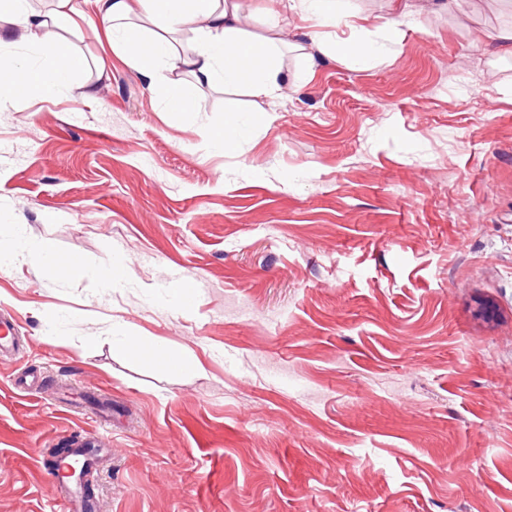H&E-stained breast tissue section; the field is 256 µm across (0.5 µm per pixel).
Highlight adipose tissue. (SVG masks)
<instances>
[{"mask_svg": "<svg viewBox=\"0 0 512 512\" xmlns=\"http://www.w3.org/2000/svg\"><path fill=\"white\" fill-rule=\"evenodd\" d=\"M265 8L261 39L247 36L253 0H94L95 15L106 39L122 59L146 78L161 70L190 75L198 84L243 86L266 99L281 91L280 69L274 50L286 27L297 20L312 28L347 18L341 0H271ZM88 18L74 0H47L34 7L30 0H0V46L6 45L8 27L19 28L39 63L19 56L0 57V87L30 96L50 94L73 85L85 61L63 39L65 31ZM190 41H182L184 32ZM120 347L129 356L150 365H177L185 371L200 367L189 352L170 355L138 336L123 337Z\"/></svg>", "mask_w": 512, "mask_h": 512, "instance_id": "ef3b65f1", "label": "adipose tissue"}]
</instances>
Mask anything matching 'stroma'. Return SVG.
Instances as JSON below:
<instances>
[{
	"label": "stroma",
	"instance_id": "obj_1",
	"mask_svg": "<svg viewBox=\"0 0 512 512\" xmlns=\"http://www.w3.org/2000/svg\"><path fill=\"white\" fill-rule=\"evenodd\" d=\"M345 2L382 54L304 56L290 29L272 101L201 87L170 111L167 73L89 27L69 41L107 67L91 97L0 92V315L21 329L0 512H62L51 452L74 439L100 450L93 512H512V0H407L395 45L389 0ZM44 240L84 276L31 259ZM142 339L140 336H124L120 347L125 354L149 365L168 367L175 364L185 371H196L201 368L198 359L191 352L170 355L156 349L149 342L143 343Z\"/></svg>",
	"mask_w": 512,
	"mask_h": 512
}]
</instances>
